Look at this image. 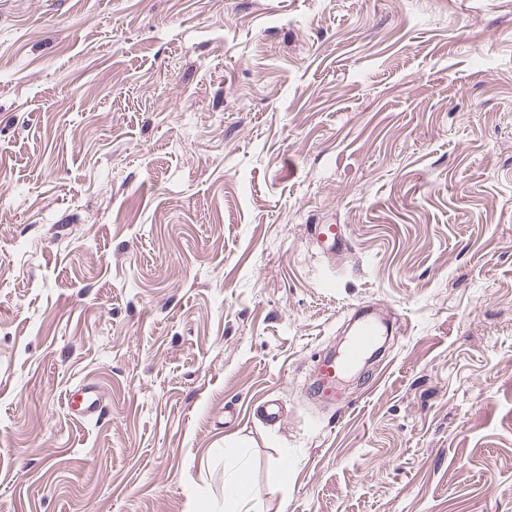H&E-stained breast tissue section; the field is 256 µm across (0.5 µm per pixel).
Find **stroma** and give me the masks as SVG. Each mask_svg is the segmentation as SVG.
Instances as JSON below:
<instances>
[{
	"instance_id": "obj_1",
	"label": "stroma",
	"mask_w": 512,
	"mask_h": 512,
	"mask_svg": "<svg viewBox=\"0 0 512 512\" xmlns=\"http://www.w3.org/2000/svg\"><path fill=\"white\" fill-rule=\"evenodd\" d=\"M367 303L404 334L310 398ZM241 464L512 512V0H0V512H224ZM310 234L317 249L333 263L336 255L341 256L351 248L345 225L314 224ZM67 407L74 417L89 419L99 411L100 401L96 388L91 384H84L73 394L67 396Z\"/></svg>"
}]
</instances>
